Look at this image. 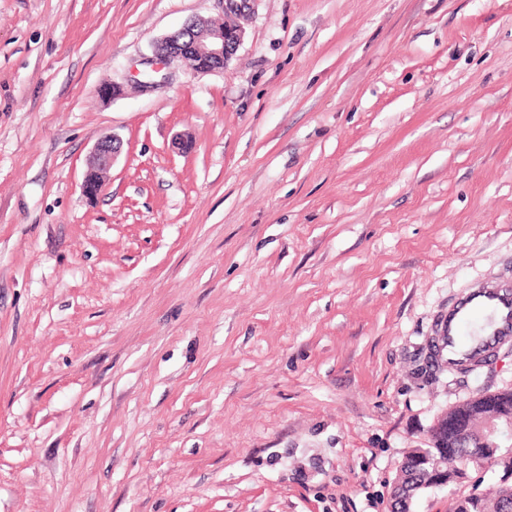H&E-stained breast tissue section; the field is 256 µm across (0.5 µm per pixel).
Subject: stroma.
Here are the masks:
<instances>
[{"mask_svg": "<svg viewBox=\"0 0 512 512\" xmlns=\"http://www.w3.org/2000/svg\"><path fill=\"white\" fill-rule=\"evenodd\" d=\"M197 16L0 0V512H389L438 417L512 388L504 354L416 373L512 267V0H258L224 70L150 67ZM122 143L115 135L103 136L96 140L91 151V163L82 184L85 195L96 196L101 188L100 179H93L92 173L99 176L106 173L121 154Z\"/></svg>", "mask_w": 512, "mask_h": 512, "instance_id": "1", "label": "stroma"}]
</instances>
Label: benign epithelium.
<instances>
[{"label": "benign epithelium", "mask_w": 512, "mask_h": 512, "mask_svg": "<svg viewBox=\"0 0 512 512\" xmlns=\"http://www.w3.org/2000/svg\"><path fill=\"white\" fill-rule=\"evenodd\" d=\"M154 57L164 63H180L197 73H206L224 69L228 54L225 53L224 28L209 27L202 18L191 19L175 32L164 36L154 44ZM122 143L115 135L103 136L96 140L91 151V163L82 184L85 195L96 196L101 188V181L92 178V174L101 175L112 167L121 154ZM453 433L450 448L462 444H476L473 452L463 458L468 462L481 457L492 462L501 457L502 436L512 439V418L501 415L499 405L485 392L481 407L482 423L474 427L472 418L467 413L455 412L443 415ZM425 464L435 476L433 486L442 488L448 482L442 480L448 463L440 458L428 457Z\"/></svg>", "instance_id": "1"}]
</instances>
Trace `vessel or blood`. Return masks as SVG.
Masks as SVG:
<instances>
[{"label":"vessel or blood","mask_w":512,"mask_h":512,"mask_svg":"<svg viewBox=\"0 0 512 512\" xmlns=\"http://www.w3.org/2000/svg\"><path fill=\"white\" fill-rule=\"evenodd\" d=\"M440 357L452 366L479 363L512 342V281L473 284L440 314L435 326Z\"/></svg>","instance_id":"vessel-or-blood-1"}]
</instances>
